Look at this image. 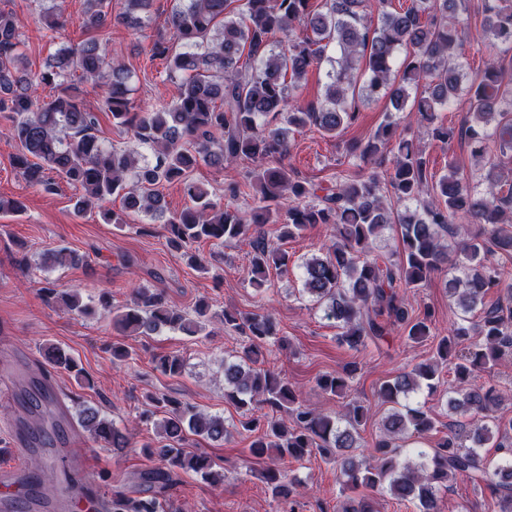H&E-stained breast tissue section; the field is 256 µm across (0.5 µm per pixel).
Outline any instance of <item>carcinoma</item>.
Instances as JSON below:
<instances>
[{
	"label": "carcinoma",
	"mask_w": 512,
	"mask_h": 512,
	"mask_svg": "<svg viewBox=\"0 0 512 512\" xmlns=\"http://www.w3.org/2000/svg\"><path fill=\"white\" fill-rule=\"evenodd\" d=\"M40 3L42 29L55 33L63 26L57 0ZM153 0H84V26L97 31L112 23L138 30ZM462 0H411L400 10L389 0H174L165 30L157 33L152 54L166 59L169 74L182 76L176 100H158L140 110L132 98L131 72L125 63L109 58L95 37L77 45H62L50 56L46 70L33 74L24 66L16 17L0 10V112L10 114L9 137L17 144L13 167L32 187L53 195L65 180L81 194L74 211L99 205L107 224H123V215L104 207L122 199L124 211L145 213L163 222L167 241L190 262L205 268V257L192 252L207 241L214 248L238 240L251 247L252 283L261 288L267 271L288 269V254L274 246L266 224L280 225V239L302 234L315 224L333 229L323 256L302 264V292L323 306L324 316L339 329L336 340L355 351L386 338L394 328L412 342L433 335V314L414 313L410 292L431 278L444 276L448 299L463 316L439 338L435 354L409 371L381 384L378 399L391 404L381 418L379 436L367 446L369 460L352 453L361 447L359 427L370 419L371 407L349 401L333 415L307 406L288 379L258 366L263 349L277 336L272 313L211 311L199 301L194 315L170 306L163 291L138 288L125 306L105 314L122 332L151 336L161 329L188 336L201 332L217 317L228 331L245 338L238 355L224 359V400L239 409L253 406L265 412L239 421L252 434L250 454L266 457L260 473L274 502L293 505L297 481L283 467L286 459L302 461L313 455L333 461L344 486L367 493L349 497L336 512H376L375 495L389 494L413 512H442L439 492L459 476L484 485L497 499L500 512H512V453L490 459L482 453L488 444L512 431V419L495 415L502 394L493 385L475 382L480 373L512 361V274L493 261L512 255V175L503 163L512 159V72L500 56H490L483 70L464 83L466 62L455 54L460 38ZM485 22L479 39L512 53V0H482ZM177 44L181 51L170 53ZM329 66L324 98L302 105L293 96L313 68ZM104 78L102 109L112 123L126 128L142 145L155 151L154 159L116 148L107 149L98 137L97 113L85 106L71 80ZM49 85L55 94L37 95ZM389 97L394 111L413 112L418 133L443 147L460 134L483 162L475 183L458 176L453 163L438 177L429 169L425 151L399 132L393 114L364 141L346 148L348 169L336 180L312 184L295 176L285 164L294 128L315 126L338 137L357 115L358 103ZM463 105L468 120L461 131L445 124L439 112ZM495 148L497 158L486 157ZM393 155L386 187L369 165H380ZM246 160L245 181L255 190V205L242 210L219 203L208 188L193 181L201 162L218 169L224 163ZM178 182L190 205L166 213L161 188ZM475 224L476 234L457 244L458 264L448 272V246L457 224ZM397 225V263L379 261L373 242L386 226ZM57 266L79 261L75 251L62 247L51 254ZM495 291L508 304L486 305ZM48 302L62 301L80 316L95 314L78 290L43 288ZM55 369L82 375L64 349L55 346L48 356ZM452 367L448 406L466 418L448 430L435 448L407 449L403 442L424 439L437 430V419L425 405L411 398L422 388L437 389L442 369ZM158 367L170 376L182 373L183 360L163 356ZM354 369L316 378L323 392L342 398ZM150 409L140 416L159 423L162 440L147 444L148 455L161 466L144 473L142 495L130 498L112 493L110 512H170L162 492L174 482L176 471L192 472L212 485L224 483V467L205 453L185 448L189 436L218 442L229 433L224 418L206 415L189 403L167 395L148 398ZM285 413L291 423L280 418ZM78 422L94 442L121 451L130 436L99 410L80 405Z\"/></svg>",
	"instance_id": "carcinoma-1"
}]
</instances>
